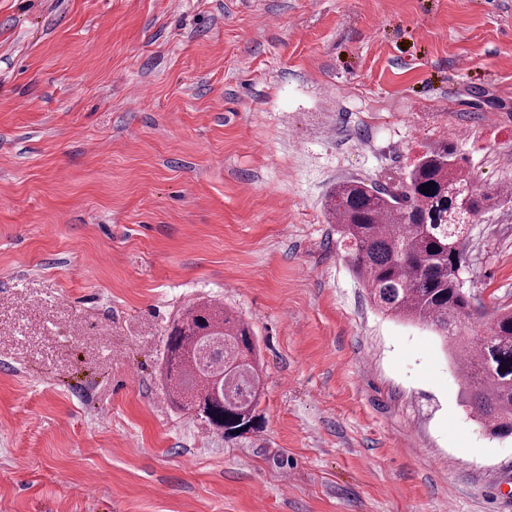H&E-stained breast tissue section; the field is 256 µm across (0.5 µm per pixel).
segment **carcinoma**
<instances>
[{
  "mask_svg": "<svg viewBox=\"0 0 512 512\" xmlns=\"http://www.w3.org/2000/svg\"><path fill=\"white\" fill-rule=\"evenodd\" d=\"M451 142L435 144L393 189L337 183L326 200L340 246L385 314L432 328L452 355L468 357L460 402L493 439L512 437V311L479 334L459 290L454 242L504 196L476 185ZM429 185L430 193L421 192ZM164 372L177 410L233 440L260 427L263 387L251 325L211 302L173 322Z\"/></svg>",
  "mask_w": 512,
  "mask_h": 512,
  "instance_id": "carcinoma-1",
  "label": "carcinoma"
}]
</instances>
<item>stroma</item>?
Returning a JSON list of instances; mask_svg holds the SVG:
<instances>
[{"label":"stroma","instance_id":"1","mask_svg":"<svg viewBox=\"0 0 512 512\" xmlns=\"http://www.w3.org/2000/svg\"><path fill=\"white\" fill-rule=\"evenodd\" d=\"M446 140L512 187V0H0V512H512V439L324 208ZM465 252L512 310V194ZM210 299L258 340L235 440L160 377Z\"/></svg>","mask_w":512,"mask_h":512}]
</instances>
